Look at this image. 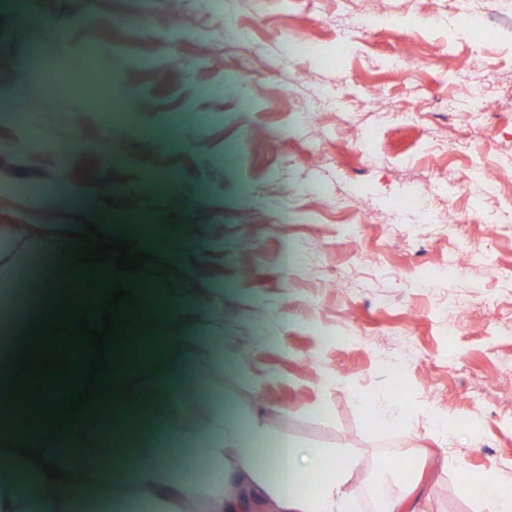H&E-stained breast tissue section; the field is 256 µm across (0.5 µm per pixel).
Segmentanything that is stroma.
I'll return each instance as SVG.
<instances>
[{
    "label": "stroma",
    "instance_id": "obj_1",
    "mask_svg": "<svg viewBox=\"0 0 512 512\" xmlns=\"http://www.w3.org/2000/svg\"><path fill=\"white\" fill-rule=\"evenodd\" d=\"M2 15L0 97L51 24L72 52L110 50L129 87L134 119L117 136L63 95L28 104V128L0 122V227L23 240L85 217L154 255L139 278L184 337L161 398L193 361L188 337L220 336L225 412L353 456L359 512H372L376 463L408 456L418 512H481L464 474L512 483V177L491 194L472 176L512 161V34L494 26L512 0H181L175 23L169 0H0ZM297 40L317 54L294 53ZM439 173L431 205L455 214L452 231L414 204ZM461 238L483 261L434 277ZM365 398L402 422L372 426Z\"/></svg>",
    "mask_w": 512,
    "mask_h": 512
}]
</instances>
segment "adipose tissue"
I'll use <instances>...</instances> for the list:
<instances>
[{
    "label": "adipose tissue",
    "instance_id": "obj_1",
    "mask_svg": "<svg viewBox=\"0 0 512 512\" xmlns=\"http://www.w3.org/2000/svg\"><path fill=\"white\" fill-rule=\"evenodd\" d=\"M176 340L173 334L158 337L149 350L133 343L127 367L140 383L130 399L110 403L119 430L98 426L88 431L90 444L75 437L65 443L72 453L68 470L77 474V481L48 485L31 460L11 454V467L0 471V512H98L108 501L125 504L133 490L150 512H180L188 501L203 502V512H236L244 498L255 495L274 501L278 512H357L353 464L336 449L305 448L282 437L277 454L258 463L257 450L272 439L260 420L225 415L219 336L193 338L197 365L183 373L178 392L166 402L162 433L169 441L203 446L218 482L206 485L185 478L159 450L138 453L126 473L113 476L112 453L125 446L141 417L155 407L153 366Z\"/></svg>",
    "mask_w": 512,
    "mask_h": 512
}]
</instances>
